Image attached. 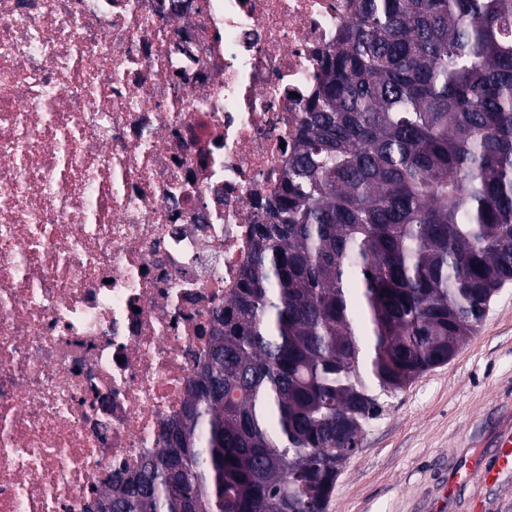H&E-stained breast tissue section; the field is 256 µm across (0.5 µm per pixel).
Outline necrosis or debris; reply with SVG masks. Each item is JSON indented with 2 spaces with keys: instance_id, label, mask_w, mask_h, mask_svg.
<instances>
[{
  "instance_id": "4bbe7bcc",
  "label": "necrosis or debris",
  "mask_w": 512,
  "mask_h": 512,
  "mask_svg": "<svg viewBox=\"0 0 512 512\" xmlns=\"http://www.w3.org/2000/svg\"><path fill=\"white\" fill-rule=\"evenodd\" d=\"M346 3L0 0V512L161 448Z\"/></svg>"
}]
</instances>
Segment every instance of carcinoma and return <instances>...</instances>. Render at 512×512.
<instances>
[{
    "label": "carcinoma",
    "instance_id": "obj_1",
    "mask_svg": "<svg viewBox=\"0 0 512 512\" xmlns=\"http://www.w3.org/2000/svg\"><path fill=\"white\" fill-rule=\"evenodd\" d=\"M181 417L112 512H327L399 391L512 281V0H347Z\"/></svg>",
    "mask_w": 512,
    "mask_h": 512
}]
</instances>
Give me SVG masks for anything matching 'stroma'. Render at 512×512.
<instances>
[{"mask_svg":"<svg viewBox=\"0 0 512 512\" xmlns=\"http://www.w3.org/2000/svg\"><path fill=\"white\" fill-rule=\"evenodd\" d=\"M380 401L383 413L343 466L328 512H469L475 494L487 512H512V470L490 487L481 474L496 460L495 430L512 420V283L453 358ZM474 457L480 471L447 495L448 478Z\"/></svg>","mask_w":512,"mask_h":512,"instance_id":"1","label":"stroma"}]
</instances>
